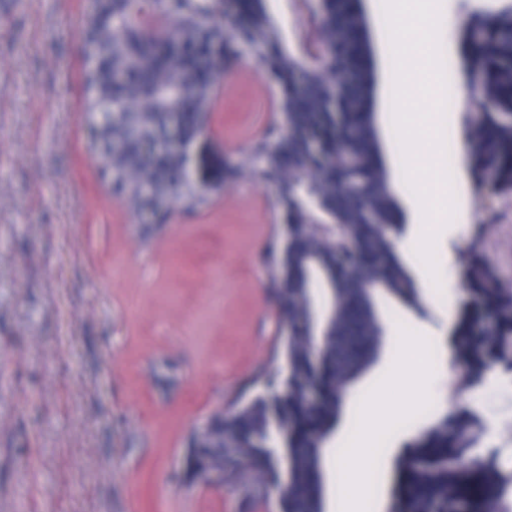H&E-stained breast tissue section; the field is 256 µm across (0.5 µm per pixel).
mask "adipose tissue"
<instances>
[{
    "label": "adipose tissue",
    "instance_id": "obj_1",
    "mask_svg": "<svg viewBox=\"0 0 512 512\" xmlns=\"http://www.w3.org/2000/svg\"><path fill=\"white\" fill-rule=\"evenodd\" d=\"M381 427V420L366 416L363 425L347 448L345 457L336 461V467L344 479L345 498L350 504H358L364 494L374 463L376 442Z\"/></svg>",
    "mask_w": 512,
    "mask_h": 512
}]
</instances>
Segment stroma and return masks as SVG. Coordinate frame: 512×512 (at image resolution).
I'll list each match as a JSON object with an SVG mask.
<instances>
[{
	"label": "stroma",
	"mask_w": 512,
	"mask_h": 512,
	"mask_svg": "<svg viewBox=\"0 0 512 512\" xmlns=\"http://www.w3.org/2000/svg\"><path fill=\"white\" fill-rule=\"evenodd\" d=\"M374 74L372 110L387 176L406 214L402 241L416 305L380 298L388 338L355 384L362 409L344 405L322 450L325 510L336 512V460L368 411L385 425L361 512H387L394 461L457 404L482 424L479 451L512 458L500 431L512 421V372L485 371L477 391L454 394L449 332L464 293L459 258L484 224L469 155L449 165L457 213L437 239L442 284L414 247L419 205L406 188L391 132L393 82L381 0H360ZM501 0H442L441 43L450 92L466 84L461 27ZM87 0H0V512H278V494L249 479L225 485L188 477L190 429L233 411L257 374L285 376L288 330L263 258L280 238L276 185L249 171L253 139L280 112L263 64L242 57L215 77L198 145L229 155L243 175L197 211L144 224L97 171L87 138ZM481 244L512 283V196L494 203ZM431 359L401 369V337ZM497 399L485 406L480 393Z\"/></svg>",
	"instance_id": "stroma-1"
}]
</instances>
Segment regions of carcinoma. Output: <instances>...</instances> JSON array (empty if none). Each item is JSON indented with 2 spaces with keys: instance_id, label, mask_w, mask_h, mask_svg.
Masks as SVG:
<instances>
[{
  "instance_id": "obj_1",
  "label": "carcinoma",
  "mask_w": 512,
  "mask_h": 512,
  "mask_svg": "<svg viewBox=\"0 0 512 512\" xmlns=\"http://www.w3.org/2000/svg\"><path fill=\"white\" fill-rule=\"evenodd\" d=\"M299 30L285 44L269 0H233L245 19L224 25V14L203 13L196 0H94L84 19L86 108L112 106V122L93 129V144L113 194L132 212L145 207L166 219L175 207L193 210L208 197L185 174L179 153L146 154L178 128L193 142L212 109L211 71L250 45L281 95L288 135L262 137L254 151L277 180L291 233L272 274L281 285L288 319L283 343L287 374L281 391L258 395L214 424L210 439L189 456L193 473L252 461L250 477L263 487L286 472L294 495L280 512H324L321 451L353 382L375 361L385 332L380 296L418 302L417 288L397 249L404 220L384 171L374 125L372 73L358 0H295ZM171 16L170 28L145 17ZM467 83L489 108L466 120L464 137L479 193L512 194V3L467 22L463 29ZM318 141L324 160L311 158ZM208 178L230 183L239 167L218 158ZM152 188L142 194V185ZM310 224H335L364 261L340 267L336 248ZM482 234L462 254L464 300L452 328L460 372L456 384L473 388L485 367L512 372V289L479 249ZM322 345L314 361L309 345ZM321 397L310 400V386ZM480 426L465 410L447 414L398 458L399 512H512V466L475 451ZM450 455L477 460L472 469L441 468Z\"/></svg>"
}]
</instances>
